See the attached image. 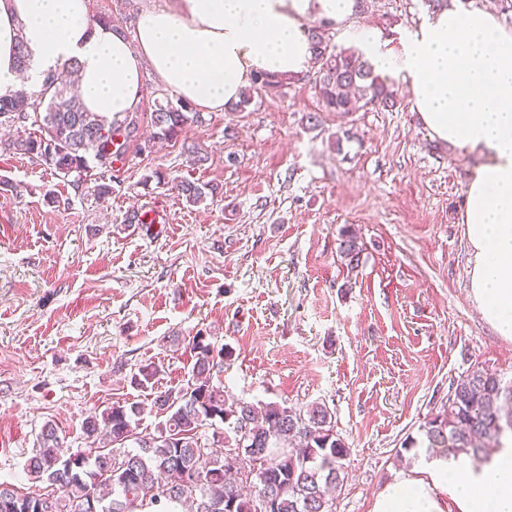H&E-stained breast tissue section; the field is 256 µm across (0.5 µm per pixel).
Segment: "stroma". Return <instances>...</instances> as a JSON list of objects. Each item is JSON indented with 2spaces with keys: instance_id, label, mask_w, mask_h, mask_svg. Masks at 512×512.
<instances>
[{
  "instance_id": "1",
  "label": "stroma",
  "mask_w": 512,
  "mask_h": 512,
  "mask_svg": "<svg viewBox=\"0 0 512 512\" xmlns=\"http://www.w3.org/2000/svg\"><path fill=\"white\" fill-rule=\"evenodd\" d=\"M171 3L92 0V10L131 38L141 9ZM427 12L423 0H368L329 35L345 48L365 27L393 38ZM313 77L130 154L102 201L39 159L0 155V178L14 185L0 193V482L49 491L26 471L43 426L87 451L88 415L186 383L201 330L226 350L232 397L329 406L351 448L336 512H372L419 466L425 449L402 442L472 366L512 382V340L481 318L465 273L476 159L430 136L401 80L396 107L343 114L323 111ZM156 171L164 183L151 181ZM177 176L223 192L186 204L169 184ZM159 203L166 223L127 226ZM345 230L363 245L352 270L338 250ZM148 364L154 386L134 388L131 374Z\"/></svg>"
}]
</instances>
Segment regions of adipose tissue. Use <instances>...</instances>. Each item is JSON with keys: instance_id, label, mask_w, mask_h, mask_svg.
Returning a JSON list of instances; mask_svg holds the SVG:
<instances>
[{"instance_id": "ef3b65f1", "label": "adipose tissue", "mask_w": 512, "mask_h": 512, "mask_svg": "<svg viewBox=\"0 0 512 512\" xmlns=\"http://www.w3.org/2000/svg\"><path fill=\"white\" fill-rule=\"evenodd\" d=\"M356 0H175L141 11L134 38L93 24L90 0H0V97L78 64L84 108L112 119L134 111L142 69L203 112H221L261 73L298 77L313 57L308 25L343 23ZM355 38L376 73L398 77L432 138L479 158L466 188L469 294L495 332L512 339V28L494 10L430 12L390 42ZM29 65L18 71V43ZM512 512V433L484 463L434 459L386 486L372 512Z\"/></svg>"}]
</instances>
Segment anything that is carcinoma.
<instances>
[{
    "label": "carcinoma",
    "mask_w": 512,
    "mask_h": 512,
    "mask_svg": "<svg viewBox=\"0 0 512 512\" xmlns=\"http://www.w3.org/2000/svg\"><path fill=\"white\" fill-rule=\"evenodd\" d=\"M310 38L318 64L314 88L325 109L349 113L396 105L387 78L362 53L337 47L319 28ZM293 81L259 74L235 108L245 110L257 89L276 91ZM200 122L202 115L190 102L168 101L152 112L153 133L144 138L138 113L111 120L89 112L67 81L53 74L35 95L0 98V125L16 128L0 140V153L35 156L79 189L91 164L106 154L124 164L130 148L150 153L156 142H175L186 126ZM173 182L193 206L219 193L210 182ZM362 251L355 233L341 235L339 254L347 266L356 268ZM190 351L194 363L186 385L154 397V407L166 412L154 429H140L139 403L117 402L83 425L87 437L103 440V446L75 454L65 450L56 427L45 425L26 470L56 490L24 494L0 482V512H43L49 497L58 503L57 512H84L82 505L90 500L95 512H257L255 501L262 496L270 500V512H336L335 492L344 483L350 447L336 432L330 408L320 402L294 407L242 399L229 405L220 378L224 348L198 332ZM156 375V368L141 366L130 383L145 389ZM421 431L432 454L462 450L486 460L487 448L501 447L502 437L512 432V384L472 367L451 383L448 403ZM230 447L243 449L249 467L256 468L248 486L224 469L223 449Z\"/></svg>",
    "instance_id": "cac0c4a2"
}]
</instances>
